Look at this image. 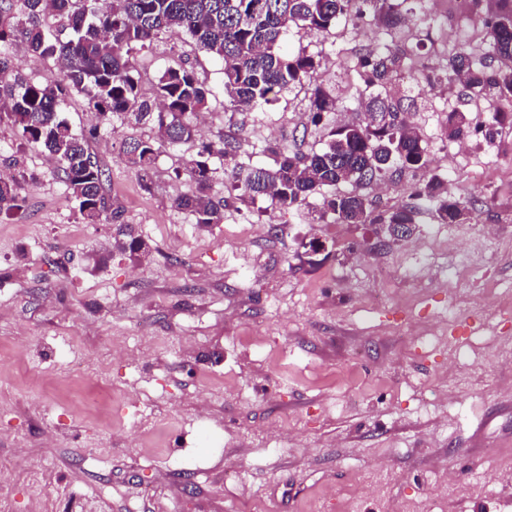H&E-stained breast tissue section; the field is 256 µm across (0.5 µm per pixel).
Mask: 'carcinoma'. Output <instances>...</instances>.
Listing matches in <instances>:
<instances>
[{"instance_id": "cac0c4a2", "label": "carcinoma", "mask_w": 512, "mask_h": 512, "mask_svg": "<svg viewBox=\"0 0 512 512\" xmlns=\"http://www.w3.org/2000/svg\"><path fill=\"white\" fill-rule=\"evenodd\" d=\"M407 0H0V47L21 43L29 53L53 59L60 75L31 82L15 73L9 55L0 54V123L11 124L26 144H36L57 164L84 219L113 224L117 246L131 257L146 252L145 243L112 208L104 192L106 170L90 150L97 134L78 133L62 117L63 105L82 95L104 125L131 121L149 125L153 138L124 139L120 156L149 186L155 161L166 146L196 148L184 170L194 183L172 206L201 226L224 223L228 199L212 194L211 159H224V173L237 179L238 199L268 196L282 207L299 209L318 199L317 221L327 224H377L378 244L412 234L417 206L374 212L364 189L387 180L391 169L423 172L411 186L412 198L430 205L442 224L474 219L468 201L448 197L444 180L428 170L424 135L407 120L404 104L414 103L415 87L401 84L402 73L418 57L384 37L415 27L417 13ZM472 24L482 32L479 53L461 47L447 63L419 70L415 82L461 89L495 103L490 121L472 123L467 113H448L446 137L470 138L492 145L512 124V0H467ZM53 17L56 25L45 22ZM362 21L355 37L364 43L353 65V90L345 98L317 83L309 97L312 122L327 129L325 147L308 154L271 150L274 165L246 166L243 146L232 138L199 141L192 118L204 112L212 95L192 67L169 68L156 95L145 98L132 62V51L150 47L168 32L186 33L197 52L223 67L224 96L232 107L250 110L271 104L282 94L314 78L320 65L301 48L283 49L291 34L336 36L343 20ZM349 101L361 112L353 123L336 125L331 114ZM18 207L15 184L0 178V210Z\"/></svg>"}]
</instances>
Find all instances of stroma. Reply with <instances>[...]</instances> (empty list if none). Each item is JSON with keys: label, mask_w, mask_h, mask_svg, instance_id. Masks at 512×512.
I'll return each instance as SVG.
<instances>
[{"label": "stroma", "mask_w": 512, "mask_h": 512, "mask_svg": "<svg viewBox=\"0 0 512 512\" xmlns=\"http://www.w3.org/2000/svg\"><path fill=\"white\" fill-rule=\"evenodd\" d=\"M426 65L462 45L458 0H423ZM357 18L342 36H294L329 85L350 76ZM133 62L144 97L170 67L192 66L215 94L203 138L323 147L310 92L234 112L220 64L166 33ZM446 108L415 112L430 170L462 224L423 213L378 246L372 225L313 224L270 198L235 202L200 227L171 201L190 193V146L164 149L151 187L119 156L131 123L90 142L112 205L149 246L134 260L107 221L87 223L41 148L0 124V177L18 209L0 211V512H378L372 470L395 512H512V127L459 159ZM395 171L367 190L372 209L411 202ZM278 235H271V226ZM322 242L328 257L299 260ZM455 475L462 496L445 482Z\"/></svg>", "instance_id": "1"}]
</instances>
